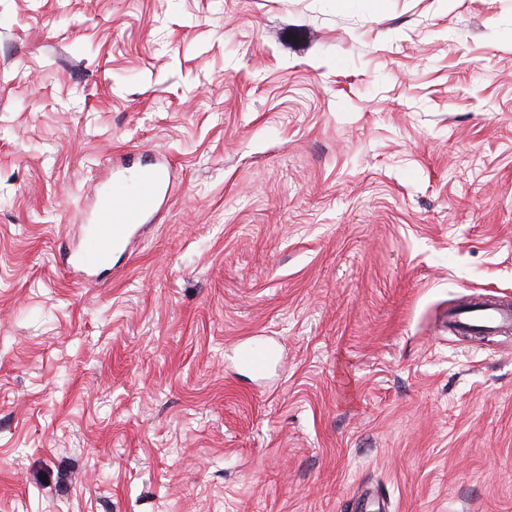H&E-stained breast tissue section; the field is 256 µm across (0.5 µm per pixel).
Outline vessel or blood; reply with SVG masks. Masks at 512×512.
<instances>
[{
  "instance_id": "obj_1",
  "label": "vessel or blood",
  "mask_w": 512,
  "mask_h": 512,
  "mask_svg": "<svg viewBox=\"0 0 512 512\" xmlns=\"http://www.w3.org/2000/svg\"><path fill=\"white\" fill-rule=\"evenodd\" d=\"M171 187L168 166L152 160L142 162L132 174L109 175L101 180L91 195L92 222L66 254L67 276L81 284L90 283L92 272L107 266L113 251L131 245L138 225L157 221ZM453 320L463 326L506 331L512 329V308L491 303L475 311L455 313ZM275 356L268 344L253 342L238 348L236 361L260 372Z\"/></svg>"
}]
</instances>
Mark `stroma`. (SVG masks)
<instances>
[{"label":"stroma","instance_id":"stroma-1","mask_svg":"<svg viewBox=\"0 0 512 512\" xmlns=\"http://www.w3.org/2000/svg\"><path fill=\"white\" fill-rule=\"evenodd\" d=\"M152 153L166 209L73 282ZM476 297L512 0H0V512H512V334L441 323ZM171 187L168 166L153 160L142 162L131 175L108 174L90 196L92 223L66 254L67 276L81 284L94 281L90 273L107 266L113 251L131 245L138 224L157 221ZM276 351L268 344L253 342L240 346L236 352V361L253 371L261 372L275 358Z\"/></svg>","mask_w":512,"mask_h":512}]
</instances>
